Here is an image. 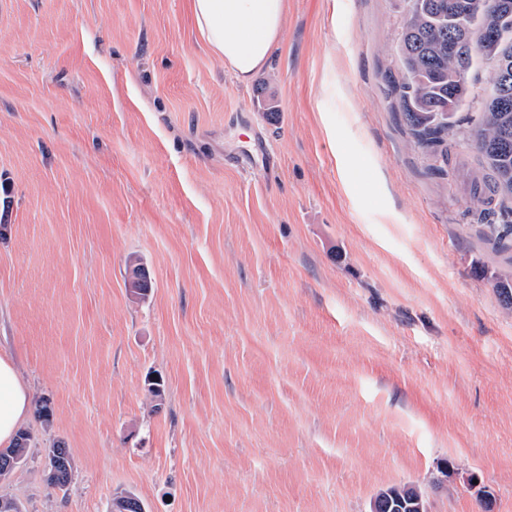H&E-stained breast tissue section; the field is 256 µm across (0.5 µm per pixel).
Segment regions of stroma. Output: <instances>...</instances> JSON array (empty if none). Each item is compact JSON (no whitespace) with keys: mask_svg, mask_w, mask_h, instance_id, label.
<instances>
[{"mask_svg":"<svg viewBox=\"0 0 512 512\" xmlns=\"http://www.w3.org/2000/svg\"><path fill=\"white\" fill-rule=\"evenodd\" d=\"M406 3L288 0L244 85L186 0H0V355L52 411L0 497L512 512V248L468 214L472 149L440 175L413 143ZM373 502L377 504V511H373L372 508V512H419L422 510L420 507H417L418 510L409 509L404 504L407 506H418L420 503L424 506L423 510H425V501L422 493L414 486L401 483L381 490ZM389 502L391 507L382 508V505H386ZM396 505L398 509L394 508Z\"/></svg>","mask_w":512,"mask_h":512,"instance_id":"stroma-1","label":"stroma"}]
</instances>
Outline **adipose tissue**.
<instances>
[{"label": "adipose tissue", "mask_w": 512, "mask_h": 512, "mask_svg": "<svg viewBox=\"0 0 512 512\" xmlns=\"http://www.w3.org/2000/svg\"><path fill=\"white\" fill-rule=\"evenodd\" d=\"M209 51L235 79L249 83L278 45L287 0H189ZM31 396L11 358L0 355V446L10 447L31 410Z\"/></svg>", "instance_id": "1"}]
</instances>
